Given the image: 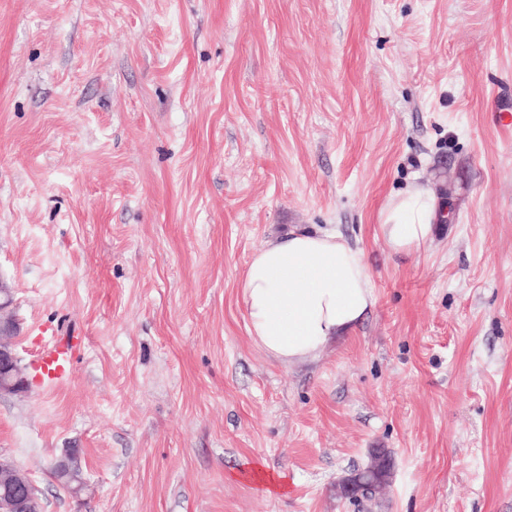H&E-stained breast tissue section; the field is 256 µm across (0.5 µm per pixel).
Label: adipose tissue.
Listing matches in <instances>:
<instances>
[{"mask_svg":"<svg viewBox=\"0 0 512 512\" xmlns=\"http://www.w3.org/2000/svg\"><path fill=\"white\" fill-rule=\"evenodd\" d=\"M446 207L417 185L380 213V231L393 251L419 249ZM250 336L286 366L316 359L374 307L372 276L363 253L332 230L294 229L251 258L241 282Z\"/></svg>","mask_w":512,"mask_h":512,"instance_id":"adipose-tissue-1","label":"adipose tissue"}]
</instances>
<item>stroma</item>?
I'll use <instances>...</instances> for the list:
<instances>
[{"label":"stroma","mask_w":512,"mask_h":512,"mask_svg":"<svg viewBox=\"0 0 512 512\" xmlns=\"http://www.w3.org/2000/svg\"><path fill=\"white\" fill-rule=\"evenodd\" d=\"M509 99L512 0H0L13 344H76L67 383L0 396L42 512H512ZM413 184L452 212L396 253ZM294 227L361 250L377 303L288 367L240 284ZM376 448L387 484L344 496ZM51 473L64 487L72 490V492H76L77 488L82 484V466L77 464L75 457L66 471H61L57 466V462L53 463ZM249 468L241 470L240 473H234L235 476L239 474H246L252 479L267 495H281L287 492V482L281 476L271 475L264 470L259 464H249Z\"/></svg>","instance_id":"stroma-1"}]
</instances>
